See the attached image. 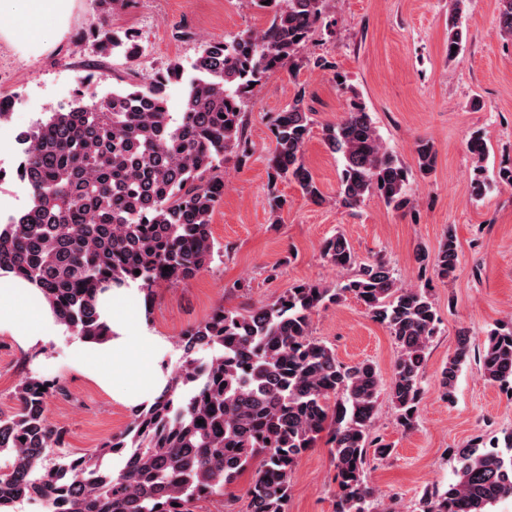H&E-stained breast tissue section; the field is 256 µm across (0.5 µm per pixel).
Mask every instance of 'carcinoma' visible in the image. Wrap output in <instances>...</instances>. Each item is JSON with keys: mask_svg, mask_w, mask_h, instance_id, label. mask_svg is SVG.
Masks as SVG:
<instances>
[{"mask_svg": "<svg viewBox=\"0 0 512 512\" xmlns=\"http://www.w3.org/2000/svg\"><path fill=\"white\" fill-rule=\"evenodd\" d=\"M248 2L271 10L268 25L206 42L190 78L175 62L99 98L89 76L73 106L20 134L17 175L31 203L0 222V270L38 283L73 335H107L97 313L107 285L132 281L150 291L191 279L212 262L210 221L224 196V161L233 156L242 164L252 156L247 101L268 75L299 65L326 10V0ZM501 3L499 32L512 39V0ZM91 36L102 54L121 49L130 60L140 54L129 32ZM181 82L183 111L171 112L166 90ZM313 125L300 90L271 122L273 215L286 204L277 188L282 181L315 203L325 201L304 161ZM323 136L342 162V206L358 207L377 194L396 210L410 208L412 171L385 147L363 103L351 101ZM415 161L422 177L435 170L431 140L415 143ZM322 255L336 268L357 271L334 288L306 282L261 307L213 309L180 336L181 361L163 393L132 409L129 425L90 453L66 450L65 431L47 420L49 399L60 386L24 376L17 410L0 415V512L33 502L45 512H190L193 501L224 494L248 470V512H286L298 460L324 435L336 467L334 512H374L368 450L378 458L392 452L370 433L379 397L387 391L398 424L414 425L425 353L439 318L428 288L400 284L382 258L358 262L343 235L326 239ZM415 261L438 279L454 276L453 232L432 254L418 248ZM348 295L397 345L387 384L372 362L345 365L312 337V315ZM204 351L211 356L199 357ZM469 354L463 331L437 378L442 399H452ZM475 359L489 381L512 385V324L491 330ZM183 387L188 394L178 393ZM113 455L124 460L118 471L105 463ZM457 456L455 479L442 491L424 489L419 512H490L512 499V432L502 451L472 443Z\"/></svg>", "mask_w": 512, "mask_h": 512, "instance_id": "obj_1", "label": "carcinoma"}]
</instances>
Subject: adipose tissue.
Segmentation results:
<instances>
[{"label":"adipose tissue","mask_w":512,"mask_h":512,"mask_svg":"<svg viewBox=\"0 0 512 512\" xmlns=\"http://www.w3.org/2000/svg\"><path fill=\"white\" fill-rule=\"evenodd\" d=\"M22 19L5 35L16 44L38 51L48 48L42 34L45 22L63 30L73 0H19ZM39 291L35 285L10 273L0 274V331L17 336L27 348L44 347L55 339L58 327L48 308H35ZM128 288H115L102 295L100 313L110 335L102 342L76 339L70 347L72 363L97 385L111 391L115 400L134 405L154 399L165 389L168 378L159 348L160 336L146 323H133L122 306L131 296Z\"/></svg>","instance_id":"ef3b65f1"}]
</instances>
